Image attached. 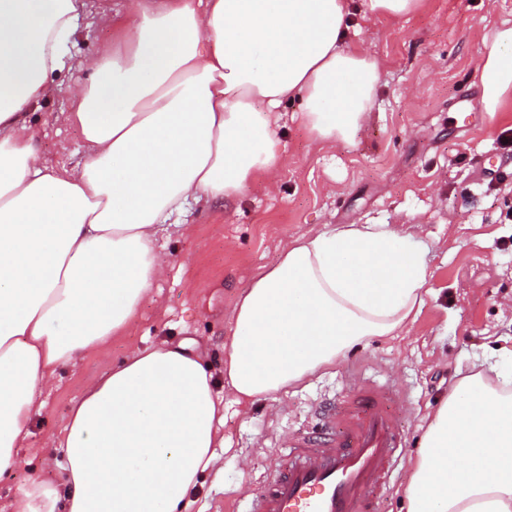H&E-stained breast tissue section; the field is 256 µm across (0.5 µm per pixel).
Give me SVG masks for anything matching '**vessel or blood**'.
<instances>
[{
	"label": "vessel or blood",
	"instance_id": "obj_1",
	"mask_svg": "<svg viewBox=\"0 0 512 512\" xmlns=\"http://www.w3.org/2000/svg\"><path fill=\"white\" fill-rule=\"evenodd\" d=\"M390 387L362 383L350 399L317 411L318 435H297L247 512H380L407 441Z\"/></svg>",
	"mask_w": 512,
	"mask_h": 512
}]
</instances>
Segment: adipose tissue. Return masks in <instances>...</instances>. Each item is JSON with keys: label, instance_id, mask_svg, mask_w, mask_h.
<instances>
[{"label": "adipose tissue", "instance_id": "adipose-tissue-1", "mask_svg": "<svg viewBox=\"0 0 512 512\" xmlns=\"http://www.w3.org/2000/svg\"><path fill=\"white\" fill-rule=\"evenodd\" d=\"M423 0H129L87 60L68 113L88 146L41 162L24 109L69 57L85 0H0V478L16 466L41 387L126 331L164 269L154 240L188 200L222 199L278 163L276 113L299 98L317 140H348L378 66L348 40L354 8L397 18ZM485 111L512 96V26L485 35ZM426 263L390 231L336 228L288 243L234 312L224 382L237 402L280 392L420 311ZM187 345L138 350L92 385L59 438L65 490L31 484L12 512H188L224 416ZM408 512H512V393L461 378L432 416Z\"/></svg>", "mask_w": 512, "mask_h": 512}]
</instances>
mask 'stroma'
Listing matches in <instances>:
<instances>
[{
    "instance_id": "35a3bbf8",
    "label": "stroma",
    "mask_w": 512,
    "mask_h": 512,
    "mask_svg": "<svg viewBox=\"0 0 512 512\" xmlns=\"http://www.w3.org/2000/svg\"><path fill=\"white\" fill-rule=\"evenodd\" d=\"M128 0H88L71 58L49 95L28 116L42 159L73 165L86 153L78 127L66 123L85 61L112 41L102 12L126 19ZM512 25V0H425L399 19H350L354 41L378 63L373 107L349 143L317 142L299 123V100L280 108L281 163L236 196L189 202L171 216L156 246L167 267L125 333L61 368L0 480V504L28 485H62L61 453L48 448L86 388L136 350L197 343L216 384L224 382L232 310L262 269L304 233L375 224L423 253L424 304L398 335L369 337L288 390L240 405L223 396L224 446L218 465L190 491L191 512H245L272 466L288 460L286 442L313 428L320 402L347 395L353 376L392 382L405 456L382 512H406L404 489L422 435L452 386L474 366L512 375V100L481 109L476 71L492 27ZM478 109L465 124L468 103Z\"/></svg>"
}]
</instances>
